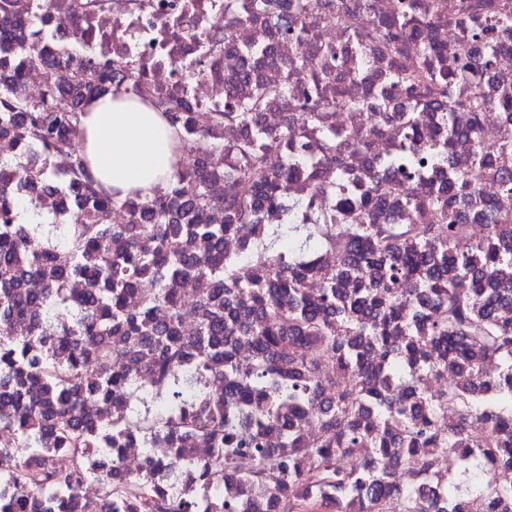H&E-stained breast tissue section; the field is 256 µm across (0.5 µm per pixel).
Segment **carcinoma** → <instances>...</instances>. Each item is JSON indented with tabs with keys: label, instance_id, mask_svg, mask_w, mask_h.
<instances>
[{
	"label": "carcinoma",
	"instance_id": "1",
	"mask_svg": "<svg viewBox=\"0 0 512 512\" xmlns=\"http://www.w3.org/2000/svg\"><path fill=\"white\" fill-rule=\"evenodd\" d=\"M492 19L473 36L512 25V6L490 5ZM426 27L445 32L443 5L435 0L419 5ZM49 35L31 25L0 26V51L15 54L16 73L0 79V428L16 437V445L0 446V483L14 493L0 499V512H73L74 494L95 482L111 512H201L223 502L224 480L264 483L281 474L288 493L280 495L282 512H305L310 487L366 491L365 503L344 499V512H466L467 495L457 482L448 483L441 498L424 489L400 487L397 470L417 465L424 473L431 456L448 454L456 464L465 452L464 425L476 420L486 430L481 449L461 464L464 479L485 500L488 512H500L512 502V319L496 311L504 300L482 286V281L512 270V254L495 244L497 225L487 240L472 245L464 240L461 224H436L416 230L409 224H365L356 239L362 241L364 265H344L327 278L318 297L306 294L307 269L292 267L298 260L325 248L333 239L326 218L315 215L300 224L284 215L278 224H265L258 242L267 260L261 276L248 284L256 292L261 311L257 321L240 325L256 351V362L241 382L224 351V316H233V289L224 287L233 260L224 257L222 242L230 225L212 220L216 210L242 211L255 190L253 174H265V196L274 201L288 190L290 169L253 147L247 167L228 188L224 200L212 199L208 181L177 164L163 195L114 199L96 185L84 157L69 139L80 124L85 102L104 95L102 86L125 88L139 95L135 67L114 75L106 62L82 59L70 47L47 56ZM49 62L62 70V83L50 85L32 101L22 91L23 69ZM500 52L491 49L477 68L459 61L450 71L427 67L400 74L399 83L424 86L443 96L455 76L480 83L482 74L497 67ZM282 90L262 86L248 98L230 99L212 113V126L245 122L260 112ZM180 134L183 151L193 146L196 131L183 112V99L169 93L151 100ZM66 155L65 169L53 168L54 158ZM394 164L406 175L415 173L414 153L401 148ZM55 188L74 204L84 221L68 225V245L60 250L48 243L33 245L34 223L59 224L62 215L44 213L39 198L24 188ZM142 203L135 224H100L99 212L125 203ZM124 242L112 250V240ZM209 243L194 253L192 243ZM195 276L199 304L188 311L179 305L175 287L183 271ZM448 269L472 273L477 283L458 294ZM353 276L358 288L348 296L336 285L339 277ZM36 277L43 288L39 298L26 290ZM81 281L84 288L72 285ZM426 300H437L433 315L419 306L402 314L400 289ZM146 290L142 307L127 310L129 296ZM196 321V335H180L182 321ZM127 338L125 355L147 361L155 382L153 397L163 401L147 421L122 410L101 420L116 392H134L136 380L123 365L112 364V332ZM288 342V359L276 349ZM440 349L456 368L461 382L447 387L436 400L418 410L408 401L417 367L430 369L429 351ZM333 350L338 357L337 391L323 403L315 400L312 368L318 354ZM499 363L496 379L481 393L466 379L479 373L485 359ZM206 371L233 379L226 391L206 394L207 409L191 414L185 406L196 401L198 374ZM288 407L306 406L321 417L327 429L324 443L304 452V461L284 458L275 448L262 446L264 432L284 419ZM448 408L460 423L441 433L434 428L437 412ZM370 412L373 425L362 429L357 418ZM163 437L173 448L167 467L147 460L146 472L112 481L118 449L139 437ZM203 437L212 444L207 460L197 465L201 474L197 492L166 494L156 474L165 477L175 468L194 465L182 447ZM371 442V459L347 472L340 458ZM248 447L253 456L241 460L231 448ZM66 453L65 469L52 457Z\"/></svg>",
	"mask_w": 512,
	"mask_h": 512
}]
</instances>
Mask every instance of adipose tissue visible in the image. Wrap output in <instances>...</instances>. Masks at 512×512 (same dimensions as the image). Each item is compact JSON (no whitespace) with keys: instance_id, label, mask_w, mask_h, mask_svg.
<instances>
[{"instance_id":"obj_1","label":"adipose tissue","mask_w":512,"mask_h":512,"mask_svg":"<svg viewBox=\"0 0 512 512\" xmlns=\"http://www.w3.org/2000/svg\"><path fill=\"white\" fill-rule=\"evenodd\" d=\"M91 177L123 198L166 187L179 154L178 132L139 98L112 91L90 101L79 126Z\"/></svg>"}]
</instances>
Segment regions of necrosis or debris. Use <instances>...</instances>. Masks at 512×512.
I'll return each mask as SVG.
<instances>
[{
	"label": "necrosis or debris",
	"mask_w": 512,
	"mask_h": 512,
	"mask_svg": "<svg viewBox=\"0 0 512 512\" xmlns=\"http://www.w3.org/2000/svg\"><path fill=\"white\" fill-rule=\"evenodd\" d=\"M305 31L286 34L295 14L289 0H101L84 13L75 0H0V18L34 21L48 31V51L79 42L85 56L110 62H134L143 74L141 88L150 96L182 87L189 103L191 126L208 129L210 113L227 98L244 99L261 86L287 84L288 91L269 99L251 125L225 124L223 173L210 178L211 194L223 198L245 161L244 145L254 128L267 129L262 151L277 160H296L300 171L288 182L289 197H314L317 189H334V214L345 224H413L445 221L452 211L470 242L488 235L489 211L472 201L453 199L447 210L428 203L431 195L447 193L448 175L474 174L475 199L493 204L512 227V196L503 195L497 167H477L480 144L512 143V108L501 104L473 115L465 106L472 84L454 83L447 96L421 98L416 87L393 82L395 71L424 67L422 42L403 35L395 47L378 40L379 20L394 21L412 0H312ZM503 53L498 72L483 77L484 89L512 99V29L493 32L491 41L473 40L453 30L438 42L444 64L462 56L480 62L490 47ZM313 62L323 78L286 79L304 62ZM322 99L336 100L316 123L302 122V112ZM412 116L418 154L415 175H401L392 160L398 151V130ZM480 140H473L471 126ZM287 138H280V129ZM454 130L444 163L432 161V145ZM336 132L328 144V132ZM281 214L268 202L251 206L248 215L225 214L231 230L224 254L236 258L233 280L237 311L254 308L246 282L255 278L252 260L260 225L275 224ZM224 512H278V501L262 487L232 480L224 485Z\"/></svg>",
	"instance_id": "obj_1"
}]
</instances>
